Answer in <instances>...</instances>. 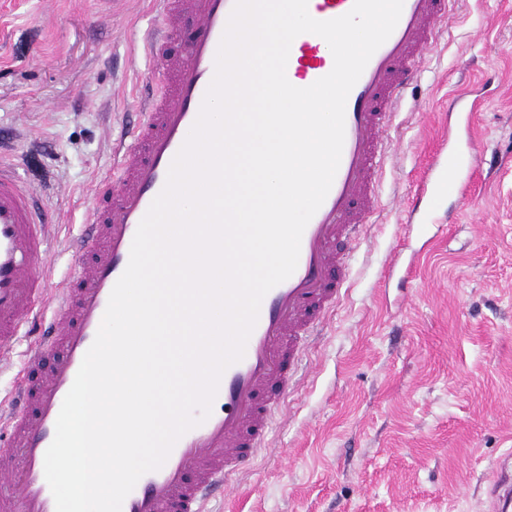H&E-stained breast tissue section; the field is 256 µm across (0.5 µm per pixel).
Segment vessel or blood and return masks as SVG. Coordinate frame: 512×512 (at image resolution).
I'll return each instance as SVG.
<instances>
[{"mask_svg":"<svg viewBox=\"0 0 512 512\" xmlns=\"http://www.w3.org/2000/svg\"><path fill=\"white\" fill-rule=\"evenodd\" d=\"M353 2L308 0V11L314 19L330 20L349 12ZM151 3L155 18L144 49L163 65L145 84L135 121L123 125L114 143L112 175L97 185V204L69 241L85 263L67 288L48 293L36 268L51 248L48 216L0 161V361L23 339L28 363L52 362L37 380L21 378L8 415L0 416V512H55L44 456L58 414L128 265L137 227L198 117L235 0ZM457 5L404 0L394 31L348 96L340 165L303 232L296 270L264 296L244 357L224 371L209 418L178 440L159 470L138 480L122 512H210L217 496L237 493L241 475L266 448L274 420L287 416L288 392L308 336L324 327L345 293L344 245L364 233L379 211L378 180L391 148L396 105ZM174 43L183 44V53H170ZM333 64L327 42L304 33L291 44L286 76L306 87ZM458 164L455 150L440 149L433 176L420 184L413 205L434 193L459 192Z\"/></svg>","mask_w":512,"mask_h":512,"instance_id":"b4317fda","label":"vessel or blood"}]
</instances>
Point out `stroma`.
Wrapping results in <instances>:
<instances>
[{
	"label": "stroma",
	"mask_w": 512,
	"mask_h": 512,
	"mask_svg": "<svg viewBox=\"0 0 512 512\" xmlns=\"http://www.w3.org/2000/svg\"><path fill=\"white\" fill-rule=\"evenodd\" d=\"M150 18L149 0H0V152L51 218L49 290L68 284L66 241L161 67L144 52ZM463 112L465 199L410 214ZM391 136L348 296L242 476L240 512H483L512 448V0H461Z\"/></svg>",
	"instance_id": "35a3bbf8"
}]
</instances>
